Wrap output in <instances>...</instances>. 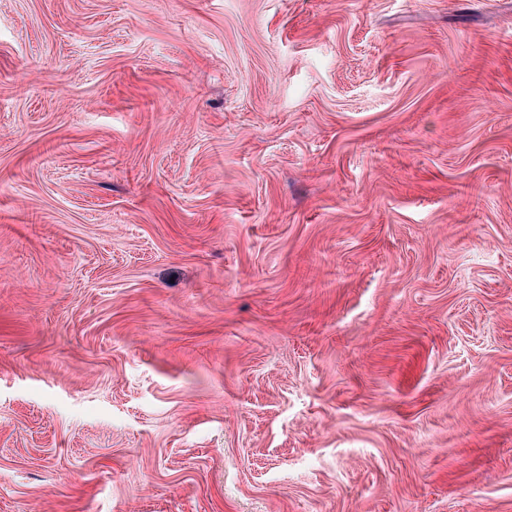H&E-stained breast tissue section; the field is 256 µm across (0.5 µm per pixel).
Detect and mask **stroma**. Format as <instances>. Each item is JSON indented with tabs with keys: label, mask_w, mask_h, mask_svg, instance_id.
<instances>
[{
	"label": "stroma",
	"mask_w": 512,
	"mask_h": 512,
	"mask_svg": "<svg viewBox=\"0 0 512 512\" xmlns=\"http://www.w3.org/2000/svg\"><path fill=\"white\" fill-rule=\"evenodd\" d=\"M0 512H512V0H0Z\"/></svg>",
	"instance_id": "obj_1"
}]
</instances>
